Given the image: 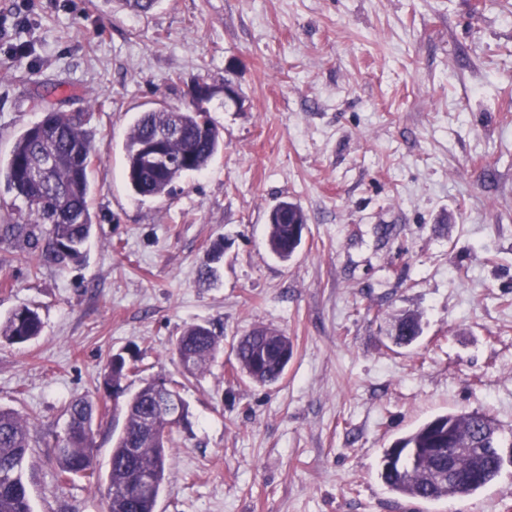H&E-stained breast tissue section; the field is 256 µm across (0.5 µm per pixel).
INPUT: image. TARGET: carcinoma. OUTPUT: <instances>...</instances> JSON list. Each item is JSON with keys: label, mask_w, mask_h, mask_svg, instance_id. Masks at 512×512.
<instances>
[{"label": "carcinoma", "mask_w": 512, "mask_h": 512, "mask_svg": "<svg viewBox=\"0 0 512 512\" xmlns=\"http://www.w3.org/2000/svg\"><path fill=\"white\" fill-rule=\"evenodd\" d=\"M138 14L154 9L159 0H105ZM89 113L48 110L42 119L27 127L16 138L7 160H0V182L11 200L0 196V210L10 211L12 223L0 225V243L24 239L38 246L40 225L49 226L45 255L54 261L74 260L94 226L88 198L91 187L88 172L97 154L86 129ZM171 129L177 133L165 139L164 159L158 163L146 158L144 145ZM223 148V139L202 100L181 107L161 106L140 113L128 132L124 145L125 176L131 191L142 198H162L174 183L190 173L205 170ZM21 205H16V201ZM306 215L298 204L282 200L268 215L267 243L282 259L291 257L301 245ZM224 258V246L212 245L200 273L201 282L216 274V264ZM43 322L29 306L15 309L0 321V340L12 345L25 344L38 336ZM224 333L206 324H191L177 338L174 352L184 375H202L223 351ZM292 342L283 332L257 327L242 336L236 345L237 369L251 382L272 385L284 375L293 357ZM137 367L117 355L108 364L103 379L114 406H122L125 423L112 448L106 512H155L168 473V460L174 444V427L162 419L154 431L143 427L153 405L157 376L142 381L130 393L126 380ZM64 436L53 448L55 481L61 485L77 478L95 484L92 402L76 400L65 409ZM500 428L496 420L479 412H448L438 415L398 438L384 450L388 458L394 450L417 449V471L409 476L385 467L380 477L386 487L400 496L437 501L454 495H474L498 476L497 448ZM458 448V465L463 476L448 487L440 470L448 461V449ZM30 448L29 427L15 411L0 407V512H32L23 480L22 466ZM150 481L146 491L136 492L142 479Z\"/></svg>", "instance_id": "carcinoma-1"}]
</instances>
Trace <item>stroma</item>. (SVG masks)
Segmentation results:
<instances>
[{
  "label": "stroma",
  "instance_id": "1",
  "mask_svg": "<svg viewBox=\"0 0 512 512\" xmlns=\"http://www.w3.org/2000/svg\"><path fill=\"white\" fill-rule=\"evenodd\" d=\"M0 159L44 109L87 111L96 224L77 261L0 244V320L36 307L41 336L0 343V407L29 421L33 512H103L125 416L103 387L113 353L131 388L161 374L190 406L156 512H512V0H0ZM232 79L239 105L225 104ZM224 141L176 194L138 200L123 141L138 113L194 84ZM102 109H90V100ZM308 221L290 260L267 246L280 200ZM223 241L216 282L199 269ZM422 334H390L403 315ZM224 350L185 379L190 324ZM262 326L294 355L272 387L231 378ZM88 397L100 480L57 484L64 407ZM451 411L501 429L496 480L424 502L390 492L385 448Z\"/></svg>",
  "mask_w": 512,
  "mask_h": 512
}]
</instances>
